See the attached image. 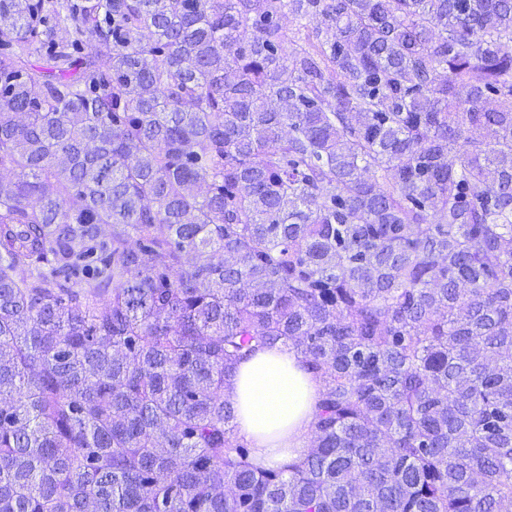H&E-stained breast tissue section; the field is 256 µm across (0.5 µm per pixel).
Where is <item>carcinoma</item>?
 Returning <instances> with one entry per match:
<instances>
[{
  "label": "carcinoma",
  "instance_id": "1",
  "mask_svg": "<svg viewBox=\"0 0 512 512\" xmlns=\"http://www.w3.org/2000/svg\"><path fill=\"white\" fill-rule=\"evenodd\" d=\"M504 39L512 0H0V512H512ZM278 343L322 390L264 469L224 391Z\"/></svg>",
  "mask_w": 512,
  "mask_h": 512
}]
</instances>
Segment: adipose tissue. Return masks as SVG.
Wrapping results in <instances>:
<instances>
[{
	"label": "adipose tissue",
	"mask_w": 512,
	"mask_h": 512,
	"mask_svg": "<svg viewBox=\"0 0 512 512\" xmlns=\"http://www.w3.org/2000/svg\"><path fill=\"white\" fill-rule=\"evenodd\" d=\"M320 389L303 356L282 346L260 350L239 365L226 396L254 463L276 469L308 453Z\"/></svg>",
	"instance_id": "adipose-tissue-1"
}]
</instances>
